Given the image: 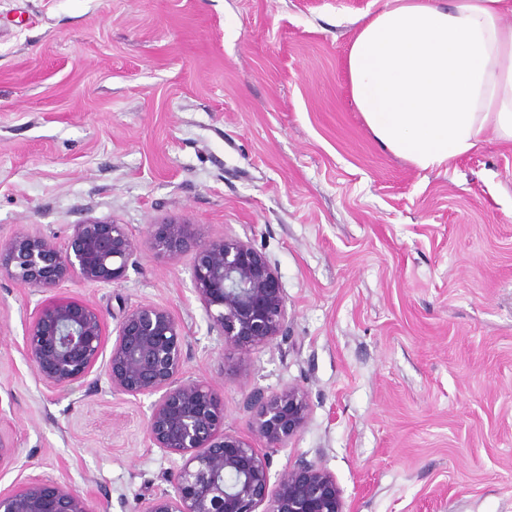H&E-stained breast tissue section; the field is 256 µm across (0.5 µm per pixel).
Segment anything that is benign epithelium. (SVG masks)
<instances>
[{
    "label": "benign epithelium",
    "instance_id": "obj_1",
    "mask_svg": "<svg viewBox=\"0 0 512 512\" xmlns=\"http://www.w3.org/2000/svg\"><path fill=\"white\" fill-rule=\"evenodd\" d=\"M151 245L170 260L194 256L192 282L198 300L239 367L253 349L279 336L287 320L279 277L248 241L206 240L198 225L171 218L149 226ZM136 244L127 226L106 217L74 225L64 243L39 232L0 245V275L48 291L77 279L108 286L121 282ZM105 365L114 392L159 394L147 434L156 447L181 457L171 474L175 495L161 494L145 512H348L333 474L302 461L270 485L272 456L308 419L306 393L290 387L254 391L247 407L250 428L262 442L224 431V402L205 383L183 376L185 336L173 313L153 304L125 309ZM108 329L89 304L59 299L38 307L28 325L24 352L42 384L51 390L87 377L102 356ZM0 512H91L75 489L33 480L0 492Z\"/></svg>",
    "mask_w": 512,
    "mask_h": 512
}]
</instances>
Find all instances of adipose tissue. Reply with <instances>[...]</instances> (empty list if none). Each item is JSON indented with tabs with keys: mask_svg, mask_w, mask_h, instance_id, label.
<instances>
[{
	"mask_svg": "<svg viewBox=\"0 0 512 512\" xmlns=\"http://www.w3.org/2000/svg\"><path fill=\"white\" fill-rule=\"evenodd\" d=\"M512 0H384L347 55L354 103L394 155L436 170L512 142Z\"/></svg>",
	"mask_w": 512,
	"mask_h": 512,
	"instance_id": "obj_1",
	"label": "adipose tissue"
}]
</instances>
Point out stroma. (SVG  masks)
Returning <instances> with one entry per match:
<instances>
[{
	"label": "stroma",
	"mask_w": 512,
	"mask_h": 512,
	"mask_svg": "<svg viewBox=\"0 0 512 512\" xmlns=\"http://www.w3.org/2000/svg\"><path fill=\"white\" fill-rule=\"evenodd\" d=\"M380 0H0V244L74 224L127 225L110 286L39 292L0 276V492L38 478L92 512H144L179 456L147 435L154 396L113 392L104 363L48 390L23 343L59 298L169 309L185 377L250 435L256 390L303 389L311 412L272 458L306 459L350 512H512V144L448 167L390 153L353 102L356 18ZM182 216L278 272L288 321L240 368L149 225Z\"/></svg>",
	"instance_id": "stroma-1"
}]
</instances>
